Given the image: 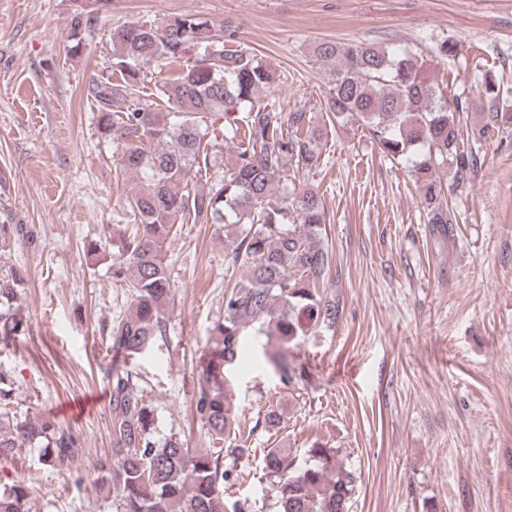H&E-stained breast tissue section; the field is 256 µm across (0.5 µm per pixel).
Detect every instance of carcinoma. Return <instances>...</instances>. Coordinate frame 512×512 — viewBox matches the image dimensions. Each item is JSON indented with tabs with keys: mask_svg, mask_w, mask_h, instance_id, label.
Masks as SVG:
<instances>
[{
	"mask_svg": "<svg viewBox=\"0 0 512 512\" xmlns=\"http://www.w3.org/2000/svg\"><path fill=\"white\" fill-rule=\"evenodd\" d=\"M94 17L72 19L74 44ZM239 24L191 14L159 22H131L112 32V73L96 79L88 96L98 103L97 128L118 147L116 173L142 179L126 197L132 231L86 245L87 256H112V278L131 291L127 309L108 332L112 446L95 467L96 481L113 497L116 512H225L224 446L240 434L238 408L225 386L224 366L243 353L246 336L266 337L264 355L289 387L306 380L305 364L288 352L316 327L336 324L339 304L325 293L334 263L326 231L327 213L318 191L297 188L287 169L311 172L322 161L327 126L357 122L389 159L416 156L412 175L428 223L441 235L452 216L444 191L448 168L462 180L478 171L476 145L512 125V104L486 83V121L463 125L469 102L430 81L424 61L407 47L321 41L314 55L333 62L323 111L315 124L304 109L282 114L259 100L275 81L271 69L250 49L237 47ZM153 61L182 63L178 76L157 86L168 111L140 91L141 73ZM119 105L114 110L112 106ZM224 115L216 134L209 118ZM232 151L222 175L194 191L186 182L216 168L224 148ZM222 224L224 263L243 271L224 291V315L212 332L213 346L201 358L195 412L210 448H189L186 436L154 437L155 408L127 361L166 331L173 291L165 245L175 225ZM23 277H0V347L24 335L30 319L18 304ZM12 388L0 375V464L8 466L25 448H42L44 465L62 470L77 440L54 420L11 411ZM277 404L266 407L263 425L287 427ZM299 465L286 448L263 449L264 469L276 491V512H350L358 476L339 450L315 441ZM30 482L14 480L0 489V512H31Z\"/></svg>",
	"mask_w": 512,
	"mask_h": 512,
	"instance_id": "carcinoma-1",
	"label": "carcinoma"
}]
</instances>
